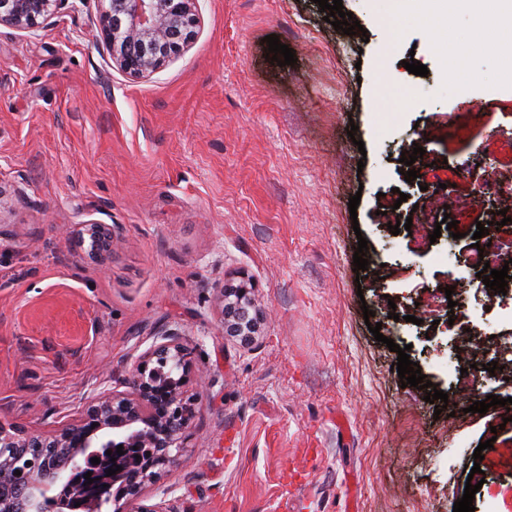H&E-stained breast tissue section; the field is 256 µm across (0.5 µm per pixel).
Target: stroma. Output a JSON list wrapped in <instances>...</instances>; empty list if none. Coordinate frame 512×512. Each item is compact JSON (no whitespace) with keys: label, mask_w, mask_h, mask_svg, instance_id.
<instances>
[{"label":"stroma","mask_w":512,"mask_h":512,"mask_svg":"<svg viewBox=\"0 0 512 512\" xmlns=\"http://www.w3.org/2000/svg\"><path fill=\"white\" fill-rule=\"evenodd\" d=\"M342 4L365 36L334 29L315 0H197L192 46L137 78L97 42L98 0H69L34 32L0 25L1 427L75 422L174 331L200 400L148 503L453 512L477 464L475 512H512V422L499 405L470 412L453 353L459 328L486 335L480 393L512 397V301L482 303L466 265L473 225L512 240V190L491 179L512 171V72L471 49V6L453 21L458 78L425 21ZM272 34L295 64L267 59ZM417 145L408 182L400 157ZM477 183L487 204L457 239L422 247L380 216L406 221ZM90 221L120 231L103 266L81 235ZM244 277L263 315L249 344L225 335L218 301ZM448 287L452 306L429 311ZM389 338L448 409L403 386Z\"/></svg>","instance_id":"35a3bbf8"}]
</instances>
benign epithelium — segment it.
Returning <instances> with one entry per match:
<instances>
[{"instance_id": "1", "label": "benign epithelium", "mask_w": 512, "mask_h": 512, "mask_svg": "<svg viewBox=\"0 0 512 512\" xmlns=\"http://www.w3.org/2000/svg\"><path fill=\"white\" fill-rule=\"evenodd\" d=\"M68 0H0V25L34 31L41 20L52 15ZM104 3L97 20L96 40L112 51V60L124 72L139 77L183 52L193 41L199 17L197 0H100ZM90 240L88 256L103 265L112 253L116 232L107 224L82 225ZM224 333L248 340L256 330L252 316L251 284L242 281L221 291ZM194 380L187 348L177 333L160 337L130 370L126 390L91 402L75 423L48 434L0 426V485L21 490L30 507L42 512L49 486L43 474L54 481L67 479L56 463L28 454L31 448H70L85 458L97 456V448L111 439L119 441L124 454L112 449L122 467L114 477L123 479V493L115 500V512H165L144 503L143 492L155 483L180 451V436L188 428L197 397L189 394ZM148 449L147 459H136L134 447Z\"/></svg>"}]
</instances>
